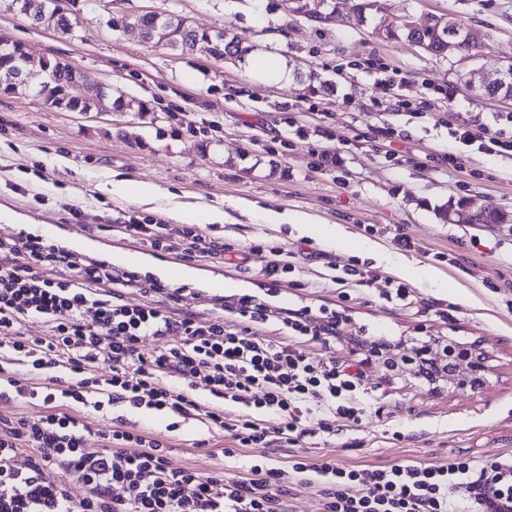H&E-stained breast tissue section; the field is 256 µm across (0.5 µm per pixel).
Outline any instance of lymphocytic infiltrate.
<instances>
[{"mask_svg": "<svg viewBox=\"0 0 512 512\" xmlns=\"http://www.w3.org/2000/svg\"><path fill=\"white\" fill-rule=\"evenodd\" d=\"M448 134L474 154L512 156V113L499 112L479 124L457 113ZM119 232L156 248L188 255L223 253L222 243L195 228H170L158 221L129 220ZM67 266V278L48 277ZM134 285L142 304L126 302L120 287ZM164 289L136 275L116 276L106 263L80 265L72 254L34 238L0 241V335L10 337L12 354L33 368L63 367L68 380L54 378L43 395L51 413L38 421L0 416V512H280L279 497L290 478L333 487L323 512H512V458L474 466L456 459L443 465L400 464L387 468L343 469L329 462L295 458L283 469L252 464L249 477L203 475L173 466L162 444L144 434L108 429L97 432L68 412L70 404H123L187 418L200 411L199 397L218 398L204 412L208 423L231 430L240 446L265 448L276 440L304 436L307 422L324 432L335 423H359L367 391L360 370L297 352L285 341L252 334L249 321L265 307L241 296L234 311L245 326L228 328L223 317L202 319L177 313L157 300ZM30 317L49 326L47 336L18 338ZM335 312L311 315L287 309L289 334L331 341ZM157 340L151 357L140 346ZM103 361L108 377L90 376L89 365ZM238 414L226 415L224 404ZM102 444L86 453L90 436ZM24 465H17L18 454ZM69 471L86 490L74 499L57 483L55 469Z\"/></svg>", "mask_w": 512, "mask_h": 512, "instance_id": "1", "label": "lymphocytic infiltrate"}]
</instances>
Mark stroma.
<instances>
[{
	"instance_id": "35a3bbf8",
	"label": "stroma",
	"mask_w": 512,
	"mask_h": 512,
	"mask_svg": "<svg viewBox=\"0 0 512 512\" xmlns=\"http://www.w3.org/2000/svg\"><path fill=\"white\" fill-rule=\"evenodd\" d=\"M357 2L334 0L339 20L328 23L295 15L285 0H97L82 8L70 34L32 27L24 16L0 9V37L25 44L29 69L63 60L85 74L89 87L109 84L151 107L144 115L62 112L30 93H3L16 78L0 75V238L13 237L20 225L53 224L86 263L140 252L139 276L158 267L181 269V279L168 284L176 312L220 313L229 326L239 319L226 307L241 295L259 296L266 317L252 330L273 341L286 335L285 308L344 313L332 344L289 338L307 356L359 365L366 417L330 435L313 426L298 441L273 442L263 454L280 466L297 456L344 469L512 457V223L446 224L437 216L438 207L460 197L512 213V159L464 154L458 168L440 163L453 147L452 112L483 123L512 113V100L472 92L495 79L498 65L512 62V0H377L382 16L422 23L445 13L481 30L485 55L471 60L435 58L380 40L372 23L358 21ZM148 11L236 34L253 55H279L288 76L146 40L136 18ZM111 16L125 17L124 28L108 26ZM382 72L398 81L410 110L386 104L375 84ZM313 76L323 84L315 93L308 89ZM448 83L456 89L450 106L432 92ZM176 110L210 123L211 131H187L171 119ZM384 127L393 128V136L381 135ZM57 156L66 157V165L55 166ZM115 180L150 184L157 199L143 204L113 195ZM240 198L302 213L314 224L340 225L346 239L330 248L288 224L251 222L228 206ZM214 207L224 210L223 223L197 230L224 241L226 253L215 257L158 251L111 229L132 218L176 226L181 216ZM400 233L413 249L395 245ZM364 241L376 243L382 257L360 251ZM260 244L288 251L295 272L265 277L249 257ZM390 256L403 259L406 271L393 272ZM352 264L372 271L374 280L333 283L334 266ZM391 280L408 286L405 301L388 299ZM216 281L222 289H213ZM363 327L393 339L435 334L479 341L493 371L479 391L432 393L411 375L390 376L362 363L348 339ZM70 413L94 429L119 422L142 431L167 446L174 465L205 475L244 474L256 454L201 415L175 427L171 416L153 409L139 414L76 405ZM228 448L234 456H225ZM329 491L295 480L282 498L287 512H322Z\"/></svg>"
}]
</instances>
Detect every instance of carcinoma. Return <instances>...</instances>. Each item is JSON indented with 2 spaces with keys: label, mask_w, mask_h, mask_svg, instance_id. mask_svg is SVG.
Listing matches in <instances>:
<instances>
[{
  "label": "carcinoma",
  "mask_w": 512,
  "mask_h": 512,
  "mask_svg": "<svg viewBox=\"0 0 512 512\" xmlns=\"http://www.w3.org/2000/svg\"><path fill=\"white\" fill-rule=\"evenodd\" d=\"M6 8L17 11L28 18L31 25L38 26L46 14L58 15V29L67 32L72 29L71 16L80 12L82 0H4ZM138 23L146 30L153 31V38L160 39V33L168 31L165 46L183 51H205L216 60L242 58L248 48L242 45L237 36L223 32L197 30L186 19L174 13L161 16L156 13L144 14ZM464 31L455 18L448 17V26L437 27L430 24L387 25L378 33L385 41H401L416 45L425 53L435 57L448 56V36ZM26 54L23 43L0 37V68L18 71V82L8 89V93L32 92L44 103L64 111L83 112L97 110L104 105L109 109H121L130 112H147L148 105L142 100L127 98L123 94H114L112 88L102 89L98 95L88 100L76 97L75 86L84 78L80 69L68 62H45L44 75L39 76L24 69L22 58ZM438 217L449 224H509L512 216L498 207L486 203L479 207L473 200L461 197L450 199L448 204L438 209Z\"/></svg>",
  "instance_id": "1"
}]
</instances>
